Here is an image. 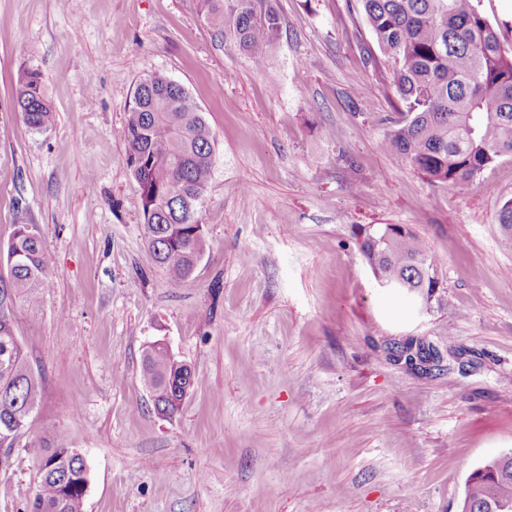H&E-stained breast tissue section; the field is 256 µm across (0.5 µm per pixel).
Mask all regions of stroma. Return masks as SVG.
<instances>
[{
  "label": "stroma",
  "instance_id": "stroma-1",
  "mask_svg": "<svg viewBox=\"0 0 512 512\" xmlns=\"http://www.w3.org/2000/svg\"><path fill=\"white\" fill-rule=\"evenodd\" d=\"M263 68L216 40L200 0H0V248L39 231L55 277L11 320L39 406L0 469L30 512L32 445L86 459L83 512H459L469 476L512 452V159L458 189L385 145L398 98L359 0H272ZM52 108L34 130L24 72ZM180 83L215 143L190 280L157 266L118 131L148 75ZM409 227L443 278L413 309L357 237ZM443 352L426 376L408 338ZM163 340L194 385L174 417L141 382ZM17 105L31 129L42 130L50 124L52 110L44 98L38 72L33 70L24 74Z\"/></svg>",
  "mask_w": 512,
  "mask_h": 512
}]
</instances>
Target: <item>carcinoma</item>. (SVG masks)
<instances>
[{
    "instance_id": "carcinoma-1",
    "label": "carcinoma",
    "mask_w": 512,
    "mask_h": 512,
    "mask_svg": "<svg viewBox=\"0 0 512 512\" xmlns=\"http://www.w3.org/2000/svg\"><path fill=\"white\" fill-rule=\"evenodd\" d=\"M405 120L395 124L386 147L433 182L468 188L490 166L512 159V49L504 47L478 0H361ZM214 34L261 68L279 36L281 17L271 0H203ZM17 105L26 124L51 122L36 71L24 74ZM119 137L141 187L144 227L155 262L185 283L193 261L206 251L201 200L213 175V144L204 115L179 83L163 76L141 79ZM360 251L375 280L401 281L398 294L431 301L441 278L433 258L403 224H381L364 233ZM8 280L0 283V447L25 428L40 395L38 378L15 335L10 309L17 299L35 307L53 282L43 242L32 224L15 226L6 250ZM142 383L154 409L177 414L183 376L168 351H144ZM46 478L30 512H83L88 473L71 455L66 436L31 449ZM495 468L476 469L466 482L461 512H512V457Z\"/></svg>"
}]
</instances>
